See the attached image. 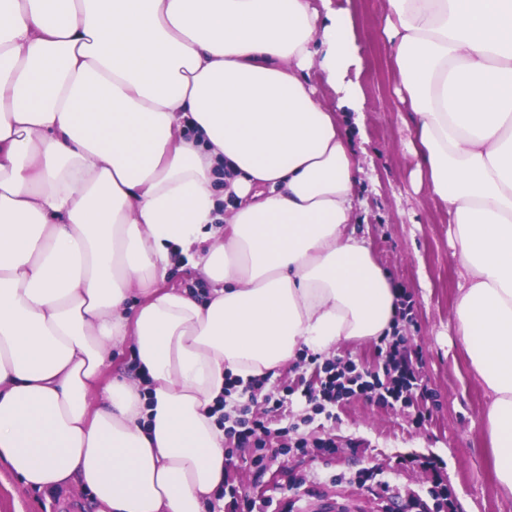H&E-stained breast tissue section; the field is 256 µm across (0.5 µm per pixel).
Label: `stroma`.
<instances>
[{
  "instance_id": "stroma-1",
  "label": "stroma",
  "mask_w": 512,
  "mask_h": 512,
  "mask_svg": "<svg viewBox=\"0 0 512 512\" xmlns=\"http://www.w3.org/2000/svg\"><path fill=\"white\" fill-rule=\"evenodd\" d=\"M334 2L348 9L363 58L347 79L362 95L365 121L356 123L350 110L343 115V130L362 167L356 229L412 305L399 335L419 354L426 391L405 405L359 395L320 414L298 391L300 378L313 376L314 364L293 361L267 383L271 390H294L284 412L268 417L269 426H292L308 441L333 442L334 452L282 454L260 472L251 463L253 449L241 448L227 459V481L253 500L268 501L267 512H323L326 502L335 504V512H438L430 474L400 465L408 456H436L444 462L442 485L455 512H512V498L492 490L482 420L488 397L454 334L462 278L450 217L447 206L417 184L409 150L413 125L394 92L397 70L381 32L384 0ZM367 472L371 480L361 481ZM0 512H95V504L91 492L77 487L65 496L27 490L1 469Z\"/></svg>"
}]
</instances>
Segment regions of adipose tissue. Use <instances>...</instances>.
I'll return each instance as SVG.
<instances>
[{
    "mask_svg": "<svg viewBox=\"0 0 512 512\" xmlns=\"http://www.w3.org/2000/svg\"><path fill=\"white\" fill-rule=\"evenodd\" d=\"M329 2L0 0V466L25 488L206 512L226 377L391 334L395 288L352 229L340 113L363 100ZM382 33L454 224L455 334L510 497L512 0H385ZM183 263L205 299L166 287ZM125 346L137 380L98 389Z\"/></svg>",
    "mask_w": 512,
    "mask_h": 512,
    "instance_id": "1",
    "label": "adipose tissue"
}]
</instances>
